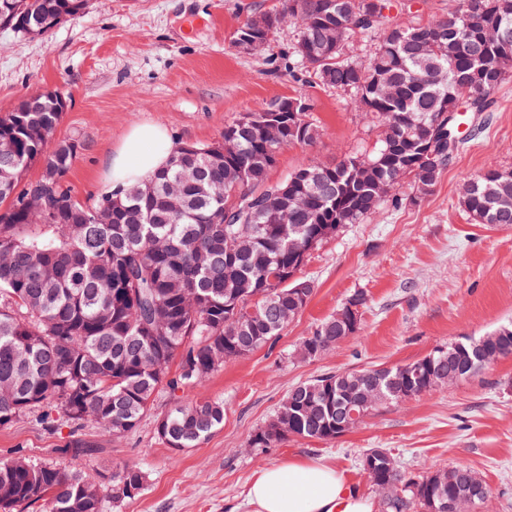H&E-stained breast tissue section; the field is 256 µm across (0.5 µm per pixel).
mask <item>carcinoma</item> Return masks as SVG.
<instances>
[{
  "instance_id": "obj_1",
  "label": "carcinoma",
  "mask_w": 512,
  "mask_h": 512,
  "mask_svg": "<svg viewBox=\"0 0 512 512\" xmlns=\"http://www.w3.org/2000/svg\"><path fill=\"white\" fill-rule=\"evenodd\" d=\"M89 0H0V11L32 30L42 28L51 5L65 18L83 12ZM390 0H287L296 34L288 71L348 92L381 127L367 154L370 168L353 173L357 155L334 162H303L283 182L267 173L272 151L309 146L318 138L311 103L288 98L295 109L276 112L275 99L254 115L258 129L241 130L239 153L224 158V140L181 146L149 182L120 196L106 192L77 200L63 183L78 151L65 140L48 145L62 113L61 93L20 102L0 115V427L40 409L41 424L70 426L61 448H90L81 434L92 424L122 436L135 429L155 392L174 396L157 426L171 448H193L224 423V402H191L178 393L204 383L224 364L274 342L286 324L279 316L300 314L308 300L294 302L293 285L280 273L298 274L306 258L288 249L274 217L288 197L309 194L308 209L288 218L304 249L338 232L336 221L359 224L388 198L379 185L410 181L416 204L433 191L461 141L460 98L467 111L481 112L487 99L512 77V40L491 43L486 27L503 21L512 30V0H459L448 14L403 27L387 15ZM354 18L360 24L346 25ZM279 26L272 13L251 15L235 32L270 47ZM356 38L376 42L365 62L348 54ZM467 45L481 52L487 73L477 70ZM443 119L453 139L433 154L402 153L405 139L423 138ZM43 162L40 178L20 186L27 167ZM316 172L327 182L310 192ZM47 182L38 201L26 198ZM460 204L478 224H512V171L487 168L464 180ZM355 334L336 315L321 322L301 344L316 356ZM512 357V324L437 348L387 370L368 368L326 373L294 386L273 417L253 432L249 446L272 448L290 438L331 440L336 408L365 410L444 389L485 367L486 354ZM177 364L176 371L171 365ZM369 478L383 512L428 508L430 491L448 499H470L467 512H483L488 485L469 467L413 475L388 451L373 448ZM147 473L125 465L107 485L87 480L78 469L38 465L17 450L0 458V512H103L110 499L140 496Z\"/></svg>"
}]
</instances>
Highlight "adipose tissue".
Returning <instances> with one entry per match:
<instances>
[{
  "label": "adipose tissue",
  "instance_id": "1",
  "mask_svg": "<svg viewBox=\"0 0 512 512\" xmlns=\"http://www.w3.org/2000/svg\"><path fill=\"white\" fill-rule=\"evenodd\" d=\"M178 149L163 125H135L106 158L104 181L115 192L145 183ZM246 501L251 512H374L372 499L351 486L342 472L300 459L256 472Z\"/></svg>",
  "mask_w": 512,
  "mask_h": 512
}]
</instances>
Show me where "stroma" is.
<instances>
[{
  "label": "stroma",
  "instance_id": "35a3bbf8",
  "mask_svg": "<svg viewBox=\"0 0 512 512\" xmlns=\"http://www.w3.org/2000/svg\"><path fill=\"white\" fill-rule=\"evenodd\" d=\"M281 8L282 0H90L83 14L45 37L19 39L0 30V113L36 89L65 94L55 138L79 144L65 183L83 202L106 191L104 158L143 122L164 125L180 144L204 145L235 118L302 95L320 136L312 145L282 149L269 181L285 180L303 159L331 162L372 149L378 131L347 93L289 75L293 25L283 24L264 53L233 47L249 16ZM461 123V145L428 196L406 203L411 189L401 185L399 203L385 202L311 251L301 271L314 285L306 309L273 344L184 390L186 401L224 402L223 427L200 446L178 450L159 437L157 424L170 407L162 389L123 437L85 427L97 443L86 455L62 453L65 434L47 432L31 416L0 428V454L18 448L31 462L77 467L95 482L126 463L142 468L143 494L105 501L104 512H248L255 472L292 459L333 466L374 497L357 459L382 448L418 473L471 467L491 489L484 512H512V357L451 388L378 406L338 438L248 445L300 382L408 363L512 322V225L474 223L459 204L467 177L491 167L512 170V79L491 95L487 112L464 113ZM357 292L367 298L357 333L318 359H295L301 339Z\"/></svg>",
  "mask_w": 512,
  "mask_h": 512
}]
</instances>
